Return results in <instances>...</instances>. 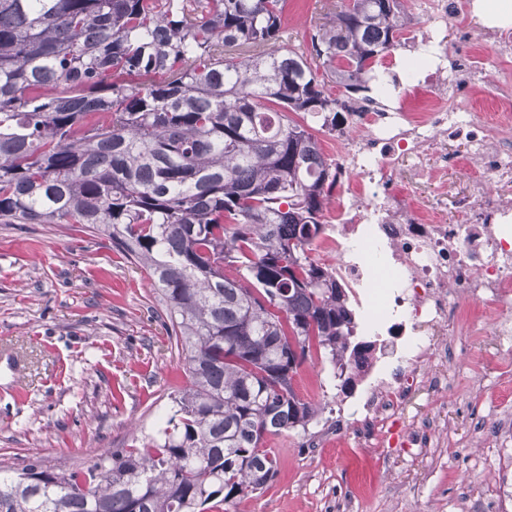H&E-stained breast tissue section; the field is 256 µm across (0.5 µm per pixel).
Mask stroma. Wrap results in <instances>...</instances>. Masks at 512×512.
Returning <instances> with one entry per match:
<instances>
[{
	"instance_id": "1",
	"label": "stroma",
	"mask_w": 512,
	"mask_h": 512,
	"mask_svg": "<svg viewBox=\"0 0 512 512\" xmlns=\"http://www.w3.org/2000/svg\"><path fill=\"white\" fill-rule=\"evenodd\" d=\"M349 0H287L293 41L310 37L325 5ZM163 305L140 265L125 259L103 233L78 224H0V465L19 470L31 454L69 469L132 435L152 433L184 385L179 355L164 327ZM448 343V395H421L407 412L444 421L427 454L409 448H366L348 434L337 448L335 403L343 395L333 368L312 357L294 378L321 388L325 412L307 430L267 437L278 473L262 491L236 499L227 512H481L492 488L487 457L475 439L489 411L480 393L496 366L512 367L470 314Z\"/></svg>"
}]
</instances>
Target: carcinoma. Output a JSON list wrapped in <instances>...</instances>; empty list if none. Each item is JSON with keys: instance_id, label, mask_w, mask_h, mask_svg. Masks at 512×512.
I'll use <instances>...</instances> for the list:
<instances>
[{"instance_id": "1", "label": "carcinoma", "mask_w": 512, "mask_h": 512, "mask_svg": "<svg viewBox=\"0 0 512 512\" xmlns=\"http://www.w3.org/2000/svg\"><path fill=\"white\" fill-rule=\"evenodd\" d=\"M286 2L0 0V224L108 233L186 377L153 436L0 466V512H224L275 477L264 438L321 413L289 372L316 352L354 388L368 344L309 256L336 186L315 132L339 115L326 82L366 88L410 12L351 0L295 48Z\"/></svg>"}]
</instances>
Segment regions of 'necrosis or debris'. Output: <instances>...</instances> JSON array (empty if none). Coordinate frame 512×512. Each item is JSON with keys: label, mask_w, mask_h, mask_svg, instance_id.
<instances>
[{"label": "necrosis or debris", "mask_w": 512, "mask_h": 512, "mask_svg": "<svg viewBox=\"0 0 512 512\" xmlns=\"http://www.w3.org/2000/svg\"><path fill=\"white\" fill-rule=\"evenodd\" d=\"M482 0H427L426 17L408 30L417 60L411 84H394V105L347 101L330 131L336 159V222L316 241L353 304L381 314L369 323L372 347L353 365L364 400L339 407L350 423L376 421L403 447L426 448L405 415L420 394L448 390V338L459 301L476 303L479 323L501 351L512 350V21L482 15ZM473 25L476 42L455 65L449 25ZM494 88L492 111L470 98ZM422 94L424 113L407 101ZM461 145L458 153L449 144ZM458 166L465 190L420 196L421 184L444 183ZM491 456L493 492L485 512L512 504V425L501 423Z\"/></svg>", "instance_id": "necrosis-or-debris-1"}]
</instances>
